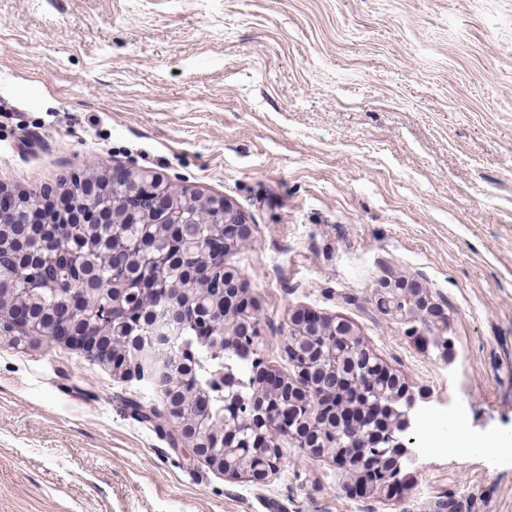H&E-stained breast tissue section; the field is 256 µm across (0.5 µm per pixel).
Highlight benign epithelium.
Masks as SVG:
<instances>
[{
	"label": "benign epithelium",
	"instance_id": "obj_1",
	"mask_svg": "<svg viewBox=\"0 0 512 512\" xmlns=\"http://www.w3.org/2000/svg\"><path fill=\"white\" fill-rule=\"evenodd\" d=\"M125 184L133 197L149 206L154 224H187L194 216L187 211L186 200L174 183L160 175L139 169L122 170L108 174L94 182L83 184L87 203L73 208L67 193L59 194L53 203H40L37 211L52 210L81 224H139L143 215L140 207L119 209L112 198V186ZM22 194H4L0 191V224L13 222ZM198 215L208 223L221 222L217 239L223 241L224 254H229L250 240L252 230L245 224L232 203L223 198L209 196L195 199ZM224 279V287L215 291L213 307L181 321L162 311L154 313L151 328L158 331L175 349L184 329L196 334L224 330V346L242 345L241 335L248 333L258 317L253 299L241 292L244 288L238 270L222 263L217 267ZM112 300L101 299L77 291L73 294L68 312L69 319L59 322L67 328L45 331V321L33 315L25 304L15 302L0 307V332L20 339L30 332L48 337L51 342H64L86 354L96 355L99 347L107 343L103 330L118 318L130 322L136 316L128 300L136 294L145 295L144 288H130L123 262H112ZM376 304L399 321H424L434 328L436 358L448 364V338L444 337L436 322L437 309L430 302L426 289L413 286L396 278L381 280L374 289ZM284 352L294 368V375L284 378L260 364L255 367L259 376L253 382L254 395L248 411H240L234 398L224 399V425H211L205 398L197 393L193 371L178 357L164 360L144 350L140 341L119 339L112 342V354L107 363L119 376L128 381L157 384V375L168 379L162 399L167 416L175 421L176 443L191 449L193 456L204 461L212 470L229 480L247 479L266 482L279 472L282 439L286 438L313 457L331 459L350 479L351 490L360 496L383 490L378 476L384 474L382 466L375 465L379 457L369 449L379 445L392 451V458L409 453L415 442L410 431L427 404L432 402L431 392L414 389L404 377L384 370L389 377L392 395L401 403L399 418L388 425L386 432L364 427L343 419L353 413L349 408L336 410L334 393L337 383L355 375L360 355L376 358L361 336L357 326L347 320L319 315L310 310H297L290 316V325ZM349 436V442L339 448L325 445L326 438L334 440ZM266 448L269 459L263 466L253 465V449Z\"/></svg>",
	"mask_w": 512,
	"mask_h": 512
}]
</instances>
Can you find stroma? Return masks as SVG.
Masks as SVG:
<instances>
[{"label": "stroma", "mask_w": 512, "mask_h": 512, "mask_svg": "<svg viewBox=\"0 0 512 512\" xmlns=\"http://www.w3.org/2000/svg\"><path fill=\"white\" fill-rule=\"evenodd\" d=\"M95 166L227 198L261 357L288 371L294 310L351 321L433 393L429 453L395 501L290 443L227 480L134 416L151 384L0 335V512H512V0H0V188ZM387 277L450 363L377 307ZM376 304L383 311L393 315L399 321L410 323L423 320L429 330L434 328V343L437 347L436 358L443 364L450 361L448 356V338L444 337L436 322L437 309L430 302L426 289L409 285L396 278L382 279L374 289ZM433 332V333H434Z\"/></svg>", "instance_id": "1"}]
</instances>
